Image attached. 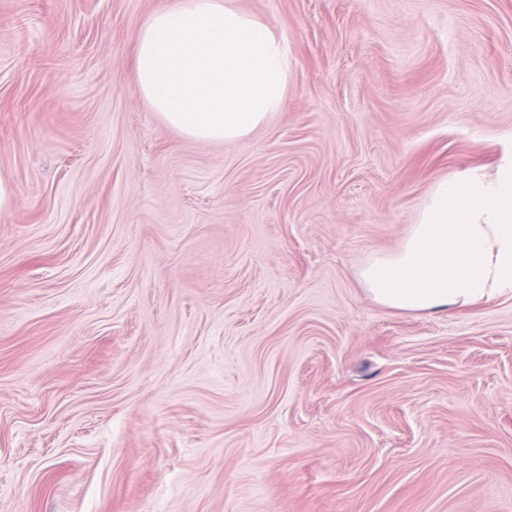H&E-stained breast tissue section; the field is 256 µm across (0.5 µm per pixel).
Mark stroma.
I'll list each match as a JSON object with an SVG mask.
<instances>
[{"mask_svg":"<svg viewBox=\"0 0 512 512\" xmlns=\"http://www.w3.org/2000/svg\"><path fill=\"white\" fill-rule=\"evenodd\" d=\"M165 0H0V512H512V293L374 299L437 181L512 162V0H231L249 136L133 88Z\"/></svg>","mask_w":512,"mask_h":512,"instance_id":"35a3bbf8","label":"stroma"}]
</instances>
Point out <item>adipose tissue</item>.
<instances>
[{
  "label": "adipose tissue",
  "mask_w": 512,
  "mask_h": 512,
  "mask_svg": "<svg viewBox=\"0 0 512 512\" xmlns=\"http://www.w3.org/2000/svg\"><path fill=\"white\" fill-rule=\"evenodd\" d=\"M285 43L230 0H169L142 25L136 92L195 141L243 138L288 100ZM363 278L375 300L405 311L476 305L512 288V164L435 185L398 252Z\"/></svg>",
  "instance_id": "adipose-tissue-1"
}]
</instances>
